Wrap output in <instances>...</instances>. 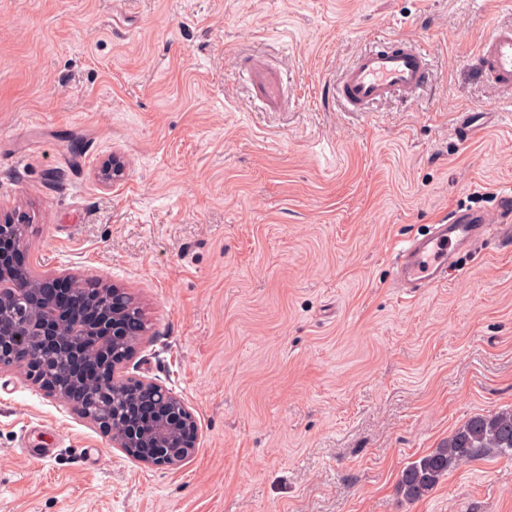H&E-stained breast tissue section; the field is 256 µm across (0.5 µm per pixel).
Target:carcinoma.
Listing matches in <instances>:
<instances>
[{
    "mask_svg": "<svg viewBox=\"0 0 512 512\" xmlns=\"http://www.w3.org/2000/svg\"><path fill=\"white\" fill-rule=\"evenodd\" d=\"M490 450L512 453V409L475 416L465 422L439 448L402 470L398 490L406 499L418 500L449 471Z\"/></svg>",
    "mask_w": 512,
    "mask_h": 512,
    "instance_id": "cac0c4a2",
    "label": "carcinoma"
}]
</instances>
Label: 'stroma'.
<instances>
[{"instance_id": "35a3bbf8", "label": "stroma", "mask_w": 512, "mask_h": 512, "mask_svg": "<svg viewBox=\"0 0 512 512\" xmlns=\"http://www.w3.org/2000/svg\"><path fill=\"white\" fill-rule=\"evenodd\" d=\"M510 24L500 0H0V206L31 216L25 261L125 287L147 323L127 375L200 428L147 467L0 369V512H512V454L397 490L512 408V248L392 283L395 245L512 188V89L476 56ZM388 35L427 47L430 85L348 111L342 69ZM462 112L490 113L480 138Z\"/></svg>"}]
</instances>
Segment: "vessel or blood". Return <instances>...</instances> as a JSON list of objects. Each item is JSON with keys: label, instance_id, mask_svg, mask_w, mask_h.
<instances>
[{"label": "vessel or blood", "instance_id": "1", "mask_svg": "<svg viewBox=\"0 0 512 512\" xmlns=\"http://www.w3.org/2000/svg\"><path fill=\"white\" fill-rule=\"evenodd\" d=\"M478 57L491 84L512 88V26L496 27L484 37ZM430 81L427 50L407 38L389 37L373 42L344 68L336 92L352 110L364 112L394 96L414 99ZM488 239L512 247V190L496 194L492 211H455L423 237L402 242L393 280L409 295L444 282L459 248Z\"/></svg>", "mask_w": 512, "mask_h": 512}]
</instances>
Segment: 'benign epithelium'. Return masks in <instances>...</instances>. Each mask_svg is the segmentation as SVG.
Returning a JSON list of instances; mask_svg holds the SVG:
<instances>
[{"mask_svg":"<svg viewBox=\"0 0 512 512\" xmlns=\"http://www.w3.org/2000/svg\"><path fill=\"white\" fill-rule=\"evenodd\" d=\"M30 223V216L20 210H0V358L8 355L22 363L37 366L40 353L29 350L18 328L39 336L43 347L57 349L70 361L69 370L56 383L44 388L81 411L135 460L157 468L176 466L194 453L199 439V424L185 401L163 383L149 378H135V401L116 402L118 374L133 358L134 351L119 353L131 338L143 335L134 329L136 316L131 310L125 289L103 283L86 302L88 316L82 318L69 311L76 276L68 270L44 273L41 285L30 284L25 265L15 260L23 251L19 230ZM71 326L70 339H57L59 326ZM96 340L100 367L92 374L83 371L85 342ZM96 381L95 392L83 388L86 378ZM148 408L154 415L153 430L139 429L132 411Z\"/></svg>","mask_w":512,"mask_h":512,"instance_id":"1","label":"benign epithelium"}]
</instances>
